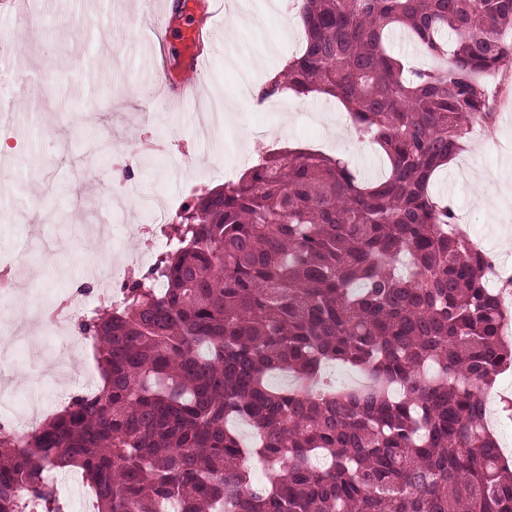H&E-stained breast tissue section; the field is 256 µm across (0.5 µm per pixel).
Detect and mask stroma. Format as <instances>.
Wrapping results in <instances>:
<instances>
[{
	"label": "stroma",
	"mask_w": 512,
	"mask_h": 512,
	"mask_svg": "<svg viewBox=\"0 0 512 512\" xmlns=\"http://www.w3.org/2000/svg\"><path fill=\"white\" fill-rule=\"evenodd\" d=\"M177 0H32L0 10V255L25 256L16 291L0 295V328L27 327L46 347L0 369V389L18 400L23 427L44 420L60 400L98 377L91 351L74 331L28 324L22 306L52 310L79 288L103 282L113 237L136 249L128 227L150 219L144 202L191 203L248 167L253 136L278 149L339 154L362 177L383 165L361 142L337 139L339 103L311 94L278 98L258 112L245 101L304 39L291 0H233L202 21L208 69L191 106L170 109L163 64L180 62L185 25ZM171 29L152 39L153 21ZM490 131L468 145L456 169L439 171L434 196L512 268V203L491 213L482 198L512 190V68L504 69Z\"/></svg>",
	"instance_id": "35a3bbf8"
}]
</instances>
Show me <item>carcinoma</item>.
Segmentation results:
<instances>
[{"label": "carcinoma", "mask_w": 512, "mask_h": 512, "mask_svg": "<svg viewBox=\"0 0 512 512\" xmlns=\"http://www.w3.org/2000/svg\"><path fill=\"white\" fill-rule=\"evenodd\" d=\"M295 9L304 47L259 100H339L386 173L271 150L198 194L121 304L78 322L94 390L22 437L0 427V512H68L53 473L69 471L95 512H512V463L486 424L512 368V279L489 287L495 258L430 190L489 116L512 0ZM395 30L433 65L393 55ZM332 362L365 382L326 383Z\"/></svg>", "instance_id": "1"}]
</instances>
